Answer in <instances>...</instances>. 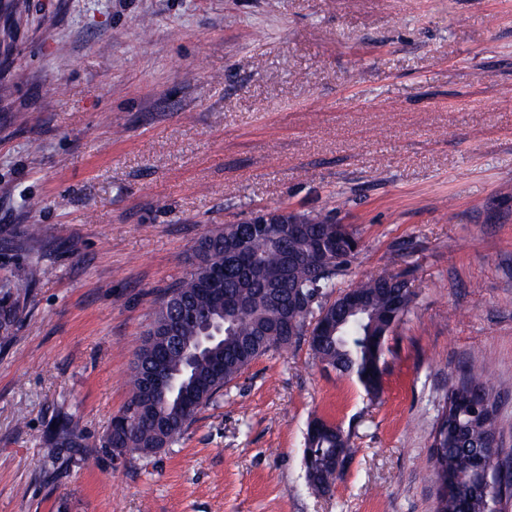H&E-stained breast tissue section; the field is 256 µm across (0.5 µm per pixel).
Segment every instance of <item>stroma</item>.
<instances>
[{
    "instance_id": "35a3bbf8",
    "label": "stroma",
    "mask_w": 512,
    "mask_h": 512,
    "mask_svg": "<svg viewBox=\"0 0 512 512\" xmlns=\"http://www.w3.org/2000/svg\"><path fill=\"white\" fill-rule=\"evenodd\" d=\"M22 4L0 38V284L41 273L0 347V512H434L431 432L466 364L502 389L512 448V0ZM283 208L359 237L339 289L409 282L381 394L301 336L172 448L113 463L131 362L197 241ZM64 413L80 447L51 445ZM317 416L355 448L322 496Z\"/></svg>"
}]
</instances>
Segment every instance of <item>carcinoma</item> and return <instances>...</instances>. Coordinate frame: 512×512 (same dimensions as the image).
I'll list each match as a JSON object with an SVG mask.
<instances>
[{
    "instance_id": "1",
    "label": "carcinoma",
    "mask_w": 512,
    "mask_h": 512,
    "mask_svg": "<svg viewBox=\"0 0 512 512\" xmlns=\"http://www.w3.org/2000/svg\"><path fill=\"white\" fill-rule=\"evenodd\" d=\"M239 224L217 226L205 234L195 250L190 273L173 286L154 314L151 327L171 326L176 333L167 341H150L144 336L129 377V399L120 414L112 419L105 436V447L122 448L128 456H154L170 447L188 429L197 413L208 406L252 361L271 350L292 343L280 335L283 319L295 323L303 332L306 314L270 306L266 288L270 287L266 271L280 263L275 242L277 225H268V233L254 240L252 251L237 265L226 263L225 251L235 239ZM336 225L311 224L309 233L288 243L301 257L289 285L305 298L329 297L337 288V277L344 267L317 270L316 252L335 247ZM216 269L224 270V294L234 297L242 308L224 317L223 304L202 291V280ZM40 274L37 263L17 269L12 279L0 285V344L11 342L20 320V298ZM363 298L364 309L351 312L345 298L335 300L327 317L339 320L337 334L324 336L314 347L316 357L325 367L351 375L371 394L382 385L378 378L383 355L385 332L410 309L412 293L408 282L396 274L381 273L355 285ZM224 324L223 339L207 353L188 360L177 343L191 350L201 334L203 322ZM158 368L179 374L178 390H166L155 401L144 397L147 373ZM497 393L481 373L469 367L446 395L438 414L434 432L440 435L433 443L432 476L437 489L447 488L437 496L435 512H504L503 489L512 487V452L492 459V486L481 487L472 477L473 460L485 451L484 445L497 428ZM80 432L72 416L63 415L51 431L56 446L74 447ZM311 448L306 477L317 493L330 490L334 482L322 463L341 454L351 459L353 450L348 436L336 435L327 428L306 440Z\"/></svg>"
}]
</instances>
